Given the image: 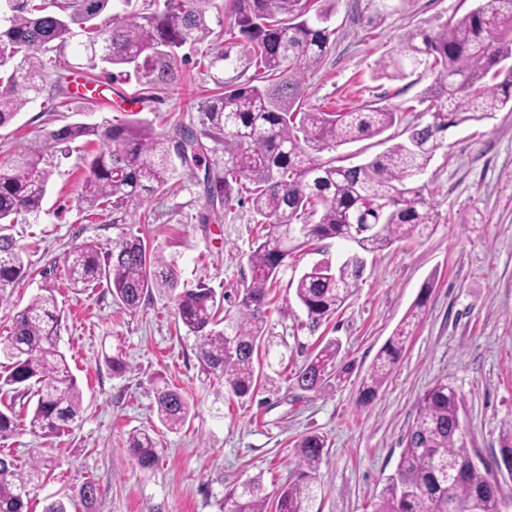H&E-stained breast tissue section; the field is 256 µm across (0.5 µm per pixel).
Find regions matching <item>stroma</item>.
Wrapping results in <instances>:
<instances>
[{
  "mask_svg": "<svg viewBox=\"0 0 512 512\" xmlns=\"http://www.w3.org/2000/svg\"><path fill=\"white\" fill-rule=\"evenodd\" d=\"M482 2L338 0L330 20L332 45L307 77L305 106L329 112L396 108L402 121L386 135L320 151L319 159L355 165L383 152L385 137L402 140L405 127L420 120L419 99L432 77L419 69L402 79L380 78L378 59L415 29L443 24ZM231 21L229 11H211L215 37L179 50V77L163 86L113 76L103 65L86 69L85 57L66 47L59 71L83 67L84 77L101 85L102 104L73 98L55 112L54 90L45 87L0 128V162L69 122L135 115L168 136L180 125L198 124L197 103L226 83L259 82L247 42L227 33ZM92 151L76 142L56 153L39 216L7 227L24 246L32 275L8 289L0 305V340L39 287L54 285L63 311L59 349L83 392V409L65 434L44 438L20 430L0 441V456L20 466L36 452L50 462L52 471L32 494L29 512H42L46 499L76 495L88 481L98 489L94 512H221L225 492L247 478L261 477L269 494L287 483L295 445L310 432L326 440L317 470V512H371L396 470L418 397L439 381L463 398L468 448L489 463L499 457L512 434V108L448 129L442 147L414 179L436 224L368 255L351 298L313 328L289 283L316 262L339 265L354 245L324 240L293 253L269 295L268 340L258 352L267 381L245 399L201 374L194 339L178 323L173 300L156 295L132 313L108 289L73 293L65 258L83 242L111 252L125 232L139 229L177 254L182 286L203 282L234 297L250 278L248 255L257 235L249 204H234L202 222L209 207L199 172L184 167L127 223H113L111 212L78 205L83 158ZM425 287L430 296L422 321L375 400L359 406L363 377ZM334 339L350 374L318 395L299 390L295 372ZM107 351L122 355L126 373H112L103 357ZM160 376L193 405L176 433L157 420L152 388ZM139 429L159 441L160 459L150 471L140 470L127 452L130 433Z\"/></svg>",
  "mask_w": 512,
  "mask_h": 512,
  "instance_id": "1",
  "label": "stroma"
}]
</instances>
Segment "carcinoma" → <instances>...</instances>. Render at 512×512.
Segmentation results:
<instances>
[{
	"instance_id": "obj_1",
	"label": "carcinoma",
	"mask_w": 512,
	"mask_h": 512,
	"mask_svg": "<svg viewBox=\"0 0 512 512\" xmlns=\"http://www.w3.org/2000/svg\"><path fill=\"white\" fill-rule=\"evenodd\" d=\"M112 0H8L0 15V127L42 91L50 52L76 45L88 61L130 68L142 84L167 85L178 78L177 50L204 42L213 34L207 12L213 0H163L147 14L114 17L99 26ZM335 0H231L233 25L249 44L250 63L269 85H226L224 92L198 105L202 129L182 126L174 138L161 137L141 119L115 123L72 122L44 132L27 149L0 163V224L37 215L52 175L50 158L63 144L84 140L100 149L86 166L79 205L112 211V223H126L130 210L163 188L182 165L204 168L202 185L213 214L229 208L240 189L253 185L250 204L262 228L248 255L250 279L234 303L224 309V294L204 283L180 287L177 259L132 232L103 255L92 243L74 247L65 262L73 288L106 283L112 297L137 310L153 292L174 300L178 322L195 338L201 370L224 380L236 398L250 397L260 386L254 353L265 339L268 295L293 252L314 241L347 240L356 250L339 266L316 262L296 280L294 295L315 327L333 316L352 296L365 255L420 234L435 223L423 188L408 182L423 172L445 131L481 121L512 101V0H490L437 28L408 34L398 48L376 63L378 76L402 78L406 68L425 66L433 83L424 92L425 122L408 128L407 137L356 165L319 161L310 151L353 143L382 134L402 117L395 109L364 106L350 112L302 108L306 77L330 49L325 26ZM28 273L23 250L0 233V300ZM427 293L414 302L362 380L358 404L378 394L399 359L412 328L421 321ZM224 318H218L219 313ZM61 309L55 288L43 285L14 316L0 355L9 360L0 373V392L10 403L0 409V440L18 429L16 399H35L30 431L56 437L79 417L82 391L57 346ZM339 343L318 350L294 375L295 385L318 393L350 367L337 364ZM160 423L178 431L192 406L161 376L155 381ZM462 398L439 381L418 397L395 474L377 496L373 512H501L508 497L491 482L492 467L473 463L457 424ZM297 467L288 483L269 500L261 477L230 490L224 512H313L315 476L325 439L317 433L297 443ZM128 450L142 470L158 462V441L146 431L129 436ZM49 465L35 458L23 471L0 457V512H28L35 483L47 478Z\"/></svg>"
}]
</instances>
